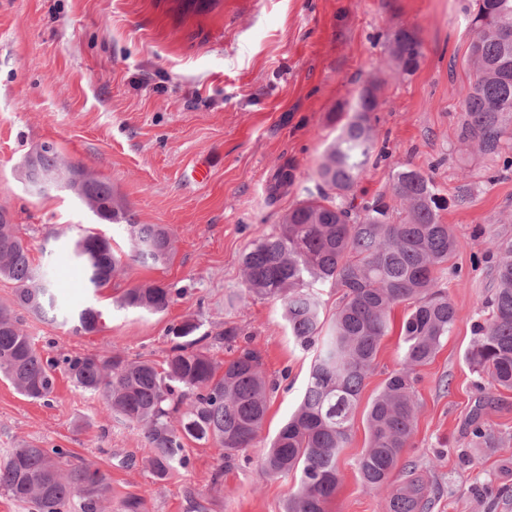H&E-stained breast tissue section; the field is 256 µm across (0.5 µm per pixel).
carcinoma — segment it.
Returning <instances> with one entry per match:
<instances>
[{"instance_id": "carcinoma-1", "label": "carcinoma", "mask_w": 512, "mask_h": 512, "mask_svg": "<svg viewBox=\"0 0 512 512\" xmlns=\"http://www.w3.org/2000/svg\"><path fill=\"white\" fill-rule=\"evenodd\" d=\"M469 46L474 79L461 93L465 120L460 137L484 156L512 165V0H474ZM387 41L392 72L411 75L422 43L414 29L401 26ZM349 104L351 115L327 148L318 167L325 189L288 210L282 224L254 240L241 256L243 288L229 304L256 296L281 302L288 330L313 350L302 399L267 443L259 459L269 478L294 474L297 484L284 512H330L344 475L338 458L351 438L352 418L365 380L376 367L382 339L391 330V312L407 304L401 327L405 350L400 367L388 373L364 410L367 446L357 460L362 483L382 493L389 512H430L435 491L415 463L398 464L411 447L419 411L418 370L436 356L456 320V308L443 286L456 249L454 235L441 222L448 199L419 169L401 166L391 190L400 208L384 197L358 199L357 188L375 155L382 80L368 81ZM294 167L278 170L271 194L295 184ZM99 216L124 223L131 260L163 265L174 254L168 229L137 224L112 196V187L93 178L83 184ZM498 262L489 318L475 324L465 358L490 390H512V239H491ZM73 256L88 287L109 286L124 268L110 240L96 232ZM0 279L15 282L14 298L0 304V375L25 397L45 400L54 392L56 370L74 386L103 396L107 411L143 431L150 454L142 466L162 481L190 464L187 443L214 444L224 459L258 443L269 397L279 382L263 372L261 351L241 329L224 326L216 336L196 335L200 324L185 320L170 327L171 346L162 363L130 360L121 352L50 358L19 326L17 313L45 315L54 308L52 284L33 265L19 225L0 221ZM340 292L335 312H323L315 286ZM181 293L163 283H141L116 300L123 309L164 312ZM76 333L102 326L100 310L86 306L64 317ZM227 347L233 357L221 362L213 350ZM469 434L481 448L498 439L481 412L469 420ZM399 477H394L396 470ZM0 491L34 504L37 512H105L112 504L109 475L74 462L66 448H43L23 441L0 462Z\"/></svg>"}]
</instances>
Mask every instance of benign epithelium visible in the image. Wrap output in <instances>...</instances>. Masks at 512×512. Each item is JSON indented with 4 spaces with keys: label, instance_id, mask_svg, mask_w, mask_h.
Segmentation results:
<instances>
[{
    "label": "benign epithelium",
    "instance_id": "benign-epithelium-1",
    "mask_svg": "<svg viewBox=\"0 0 512 512\" xmlns=\"http://www.w3.org/2000/svg\"><path fill=\"white\" fill-rule=\"evenodd\" d=\"M42 153L44 149L36 148L18 167V179L25 192L31 196L64 192L81 198L83 180L91 178L92 174L75 163L42 168L39 166V155Z\"/></svg>",
    "mask_w": 512,
    "mask_h": 512
}]
</instances>
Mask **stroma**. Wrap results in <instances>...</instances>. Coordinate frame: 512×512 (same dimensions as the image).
<instances>
[{"instance_id":"obj_1","label":"stroma","mask_w":512,"mask_h":512,"mask_svg":"<svg viewBox=\"0 0 512 512\" xmlns=\"http://www.w3.org/2000/svg\"><path fill=\"white\" fill-rule=\"evenodd\" d=\"M473 0H0V211L24 233L35 264L57 285L61 310L94 305L104 325L74 334L48 317L19 312V323L44 355L120 351L162 361L170 325L192 318L209 335L232 322L252 335L263 370L278 379L261 433L275 435L299 403L312 358L291 336L279 302L249 298L228 305L242 287L240 256L280 224L288 209L317 191V169L340 124L334 115L385 65V39L415 28L422 57L409 76L385 75L379 142L388 156L359 184L365 199L390 195L403 165L429 174L448 207L456 250L448 294L457 316L435 358L419 370L421 405L411 448L437 486L431 512H512V391L481 407V383L465 360L479 308L494 286V237L512 238V168L462 142L459 92L473 78L468 62ZM44 142L109 183L137 223L167 227L175 254L164 266L127 262L111 287L93 293L71 259L89 229L127 250L123 225L102 221L71 196L33 197L16 175L24 155ZM211 168L208 182L191 168ZM294 166L288 194L270 197L274 173ZM156 280L181 288L167 310L115 307L134 284ZM397 306L377 366L360 403L368 405L403 353ZM502 443L477 448L468 435L476 409ZM363 416L339 457L345 480L333 512H386L382 494L361 482L355 461L366 444ZM71 449L109 474L112 500L142 497L147 512H283L295 477L266 478L259 448L225 464L213 445H194L190 464L158 481L128 457L149 452L141 431L110 416L101 396L57 373L48 401L22 396L0 376V460L19 441ZM224 484L213 489L212 473ZM494 482L509 493L477 494Z\"/></svg>"}]
</instances>
